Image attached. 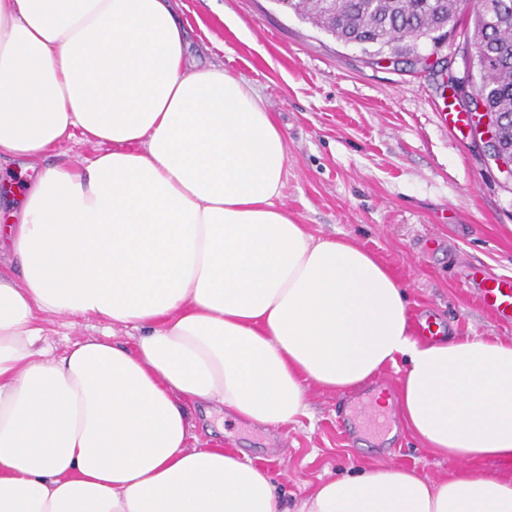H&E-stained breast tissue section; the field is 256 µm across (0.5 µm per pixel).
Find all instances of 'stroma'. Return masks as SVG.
I'll use <instances>...</instances> for the list:
<instances>
[{
	"label": "stroma",
	"mask_w": 512,
	"mask_h": 512,
	"mask_svg": "<svg viewBox=\"0 0 512 512\" xmlns=\"http://www.w3.org/2000/svg\"><path fill=\"white\" fill-rule=\"evenodd\" d=\"M201 63L246 79L275 112L288 143L283 202L317 237H349L406 285L414 319H435L448 338L512 339L475 296L469 273L512 275V179L491 146L453 119L462 106L447 77L464 78L474 49L463 18L442 45L400 43L372 61L299 21L274 0H176ZM247 28L236 35L223 16ZM56 352L105 333L103 325L44 317ZM399 372L351 394L309 387L298 423L259 428L190 409L198 447L246 455L274 475L285 512H297L321 478L348 466L414 467L438 480L452 465L424 451L393 411L366 422L358 407L395 393ZM395 435H388V428Z\"/></svg>",
	"instance_id": "35a3bbf8"
}]
</instances>
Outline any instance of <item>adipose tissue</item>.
<instances>
[{
  "label": "adipose tissue",
  "instance_id": "obj_1",
  "mask_svg": "<svg viewBox=\"0 0 512 512\" xmlns=\"http://www.w3.org/2000/svg\"><path fill=\"white\" fill-rule=\"evenodd\" d=\"M174 0H0V512H280L270 472L188 445L187 408L297 422L315 386L403 368L387 405L424 448L498 473L379 465L299 512H512V340L416 338L404 286L282 203L284 131L223 67L195 66ZM81 135L83 167L49 162ZM138 330L41 345V316Z\"/></svg>",
  "mask_w": 512,
  "mask_h": 512
}]
</instances>
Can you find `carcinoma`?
<instances>
[{
	"instance_id": "obj_1",
	"label": "carcinoma",
	"mask_w": 512,
	"mask_h": 512,
	"mask_svg": "<svg viewBox=\"0 0 512 512\" xmlns=\"http://www.w3.org/2000/svg\"><path fill=\"white\" fill-rule=\"evenodd\" d=\"M473 16L479 81L473 89L497 118L499 145L512 150V0H486ZM288 9L343 44L372 58L406 39L437 43L456 26L470 0H289Z\"/></svg>"
}]
</instances>
